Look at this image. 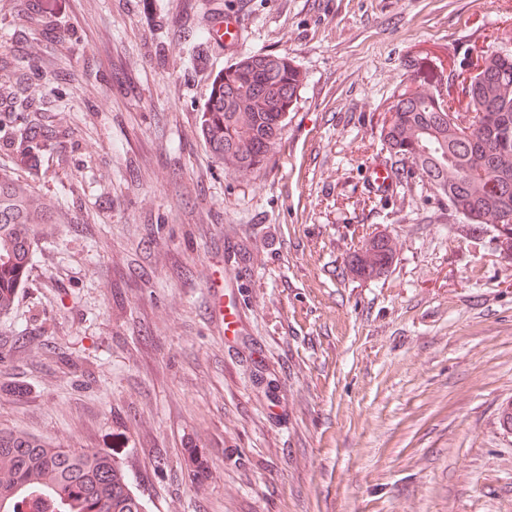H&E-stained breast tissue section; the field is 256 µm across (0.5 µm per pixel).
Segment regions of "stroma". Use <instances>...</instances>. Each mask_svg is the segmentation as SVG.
<instances>
[{
  "label": "stroma",
  "mask_w": 512,
  "mask_h": 512,
  "mask_svg": "<svg viewBox=\"0 0 512 512\" xmlns=\"http://www.w3.org/2000/svg\"><path fill=\"white\" fill-rule=\"evenodd\" d=\"M149 2L0 0V78L54 133L0 171L57 217L0 317V430L107 449L152 512H512V261L427 184L370 183L401 91L437 72L467 111L512 0ZM259 52L303 84L266 167L227 168L198 115ZM376 236L393 263L359 277ZM241 26L242 22L238 14L218 15L211 25L210 37L222 41L223 37L227 35L230 39L226 43H233L237 39Z\"/></svg>",
  "instance_id": "stroma-1"
}]
</instances>
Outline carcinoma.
Returning <instances> with one entry per match:
<instances>
[{
	"label": "carcinoma",
	"mask_w": 512,
	"mask_h": 512,
	"mask_svg": "<svg viewBox=\"0 0 512 512\" xmlns=\"http://www.w3.org/2000/svg\"><path fill=\"white\" fill-rule=\"evenodd\" d=\"M302 86L299 70L285 55L252 54L219 74L201 108L199 129L212 155L230 167L262 168L282 139L288 111ZM469 110L475 130L459 124L437 98L400 94L381 128L399 181L418 178L462 217L460 231L477 238L488 219L499 253L512 260V40L470 80ZM24 162H38L51 149L52 134L32 128L16 137L0 122ZM456 178L448 180V171ZM27 185L0 176V316L13 306L41 254L37 225L55 224ZM393 253L374 237L352 269L371 278L385 271ZM197 480L208 467L195 448L185 449ZM0 512H151L112 455L101 448L56 447L22 431H0Z\"/></svg>",
	"instance_id": "cac0c4a2"
}]
</instances>
